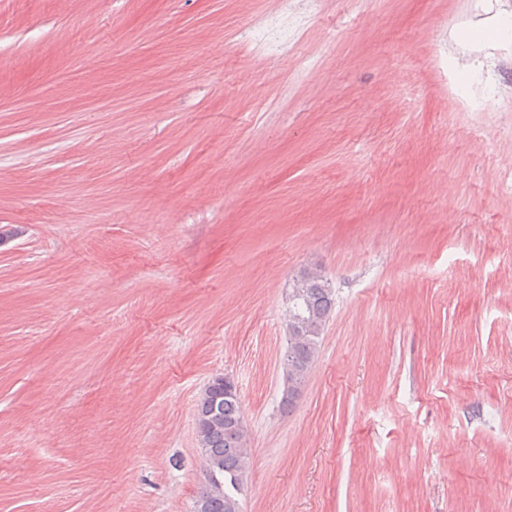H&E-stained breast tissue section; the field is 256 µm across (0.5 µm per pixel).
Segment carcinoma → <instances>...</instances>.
<instances>
[{"mask_svg": "<svg viewBox=\"0 0 512 512\" xmlns=\"http://www.w3.org/2000/svg\"><path fill=\"white\" fill-rule=\"evenodd\" d=\"M297 280L300 288L290 309L297 331L288 334L282 369L285 381L301 387L335 308V293L320 274L304 269ZM194 423L205 469L193 512H242L241 496L247 489L251 451L238 392L225 391L224 379H214L196 400Z\"/></svg>", "mask_w": 512, "mask_h": 512, "instance_id": "obj_1", "label": "carcinoma"}]
</instances>
